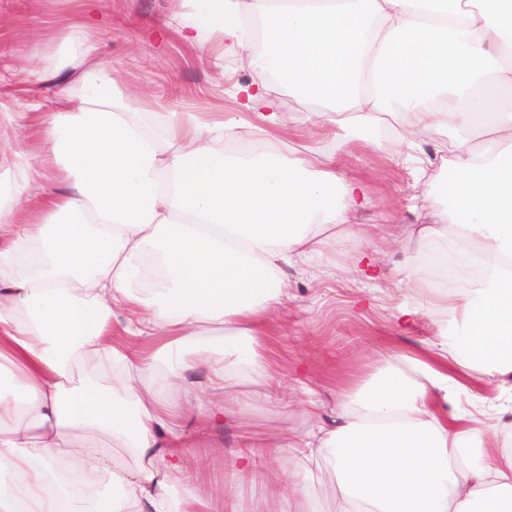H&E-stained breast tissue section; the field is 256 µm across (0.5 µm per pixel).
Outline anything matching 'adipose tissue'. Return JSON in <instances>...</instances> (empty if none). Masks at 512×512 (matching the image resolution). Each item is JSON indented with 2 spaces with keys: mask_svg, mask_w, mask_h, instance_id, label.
<instances>
[{
  "mask_svg": "<svg viewBox=\"0 0 512 512\" xmlns=\"http://www.w3.org/2000/svg\"><path fill=\"white\" fill-rule=\"evenodd\" d=\"M193 2L179 36L216 42V64L230 56L252 74L234 83L230 117L150 112L124 94L99 60L96 0L41 74L59 83L34 105L42 164L0 113L12 177L0 201V512H212L190 483L183 422L196 412L209 431L242 402L175 403L164 389L201 370L213 397L244 382L272 409L293 407L263 353L286 288L276 262L319 254L373 200L337 175L335 155L274 150L288 133L283 89L314 103L311 117L346 116L349 139L367 146L411 114L394 157L416 163L411 201L430 218L417 235L489 270L462 297L406 270L401 287L429 293L438 315L432 337L345 390L335 425L307 399L293 459L333 472L336 512H512V425L453 408L465 379L512 376V0ZM435 130L454 134L448 154L427 151ZM42 179L66 189L33 192ZM119 317L160 346L113 344ZM160 366L164 389L144 385ZM276 454L250 432L231 436L235 473L263 480L258 512H317L303 485L289 494L266 475ZM107 483L115 496L101 495Z\"/></svg>",
  "mask_w": 512,
  "mask_h": 512,
  "instance_id": "obj_1",
  "label": "adipose tissue"
}]
</instances>
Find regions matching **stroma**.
Listing matches in <instances>:
<instances>
[{
	"instance_id": "35a3bbf8",
	"label": "stroma",
	"mask_w": 512,
	"mask_h": 512,
	"mask_svg": "<svg viewBox=\"0 0 512 512\" xmlns=\"http://www.w3.org/2000/svg\"><path fill=\"white\" fill-rule=\"evenodd\" d=\"M80 0H0V99L14 112L25 113L19 135L31 156L40 151L41 130L28 117L31 102L43 98L44 88L33 84L31 70L52 68L61 50V22L74 20ZM191 18V0H101L105 24L98 36L100 58L124 83L150 100L177 107L193 105L201 112H227L229 82L250 80L237 63L225 61L216 69L209 57L186 44L170 28L174 13ZM384 147L363 145L350 149L339 139L314 134L292 136L279 149L292 153L314 148L318 153L341 152L344 174L364 180L372 193V209L355 214L352 225L365 224L369 240L352 235L323 250L311 267L292 261L280 265L288 280V296L275 311L264 341V353L273 370L287 377L293 389L307 385L317 392L326 423L336 419L344 389L373 376L388 354L414 353L433 334V317L424 313L418 326L405 332L392 316L396 303L415 305L425 299L420 290H398L405 267L419 265L435 246L434 240L413 236V229L427 223L425 213L411 209L413 168L398 167L388 159L393 144L385 131H377ZM371 249L385 269V276L365 283L355 272L354 258ZM258 438L285 441L302 435L307 422L301 407L282 414L257 399L247 400L238 416ZM223 427L209 438L195 441L187 456L195 463L194 477L216 512L236 497L245 512L260 498L259 484L238 480L224 453Z\"/></svg>"
}]
</instances>
